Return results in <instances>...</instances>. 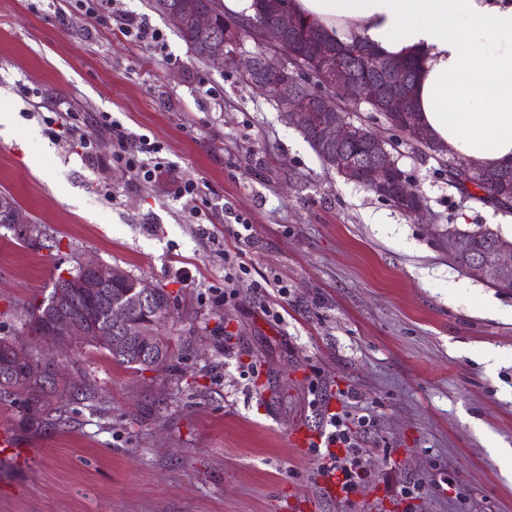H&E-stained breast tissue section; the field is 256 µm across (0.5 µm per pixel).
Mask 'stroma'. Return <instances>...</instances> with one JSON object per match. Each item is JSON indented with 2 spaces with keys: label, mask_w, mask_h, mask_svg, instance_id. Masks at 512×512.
<instances>
[{
  "label": "stroma",
  "mask_w": 512,
  "mask_h": 512,
  "mask_svg": "<svg viewBox=\"0 0 512 512\" xmlns=\"http://www.w3.org/2000/svg\"><path fill=\"white\" fill-rule=\"evenodd\" d=\"M161 26L159 51L125 16ZM0 336L77 260L163 284L172 358L142 374L90 343L32 344L88 394L0 462V512H512V291L448 259L451 224L512 237V210L450 187L444 158L396 150L417 222L335 173L237 74L197 61L147 0H0ZM74 112V130L47 117ZM155 145L136 177L115 143ZM41 156L32 166L30 156ZM194 181V194L179 192ZM248 242L224 232L231 214ZM242 252L245 272L225 253ZM233 296H224V276ZM364 416L368 479L321 488L292 428ZM413 485V498L402 487ZM112 160L117 164H121L131 171H135L142 175L144 178H151L156 175L159 165H155L153 168L145 165L138 159V156L131 152L126 144L124 137H120L117 142L116 148L112 153Z\"/></svg>",
  "instance_id": "obj_1"
}]
</instances>
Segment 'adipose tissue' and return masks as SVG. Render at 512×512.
Segmentation results:
<instances>
[{
	"label": "adipose tissue",
	"instance_id": "ef3b65f1",
	"mask_svg": "<svg viewBox=\"0 0 512 512\" xmlns=\"http://www.w3.org/2000/svg\"><path fill=\"white\" fill-rule=\"evenodd\" d=\"M342 42L419 61L413 103L448 153L512 163V0H295Z\"/></svg>",
	"mask_w": 512,
	"mask_h": 512
}]
</instances>
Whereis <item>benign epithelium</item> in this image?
<instances>
[{
    "label": "benign epithelium",
    "mask_w": 512,
    "mask_h": 512,
    "mask_svg": "<svg viewBox=\"0 0 512 512\" xmlns=\"http://www.w3.org/2000/svg\"><path fill=\"white\" fill-rule=\"evenodd\" d=\"M262 8L268 22L260 29V41L265 46L285 52L286 57L278 56L271 61L264 55L246 51V29L230 25L224 28V38L212 42L207 61L223 68L231 64L247 75L255 74L265 65L275 66L278 78L270 82L257 80L251 86L268 97L283 112L289 124L314 130L326 144L347 143L354 135L365 137L370 160L365 164L350 165L338 158L336 167L340 174L348 181L377 193L382 199L397 200L408 208L411 217L422 218L426 211L424 200L407 174H395L397 162L387 148L388 140L374 129L366 126L357 128L341 117L325 121L313 108L312 102L319 96L313 93V87L305 80L308 72H300L288 65L289 60L298 56L293 48V37L301 27V20L288 9L287 0H263ZM157 9L165 21L175 27L207 32L216 22L214 11L200 9L189 0L176 7L170 6V0H157ZM308 50L315 59L322 61L343 54L342 49L334 50L318 37L310 41ZM382 65L389 76L386 85L358 81L339 66L325 68L318 72V76L321 86L336 89L347 99L374 105L396 118L412 109L400 87L404 65L393 60H384ZM466 273L489 282L496 281L512 273V254L499 252L492 259L476 260L467 267ZM123 276L125 273L121 270L96 260L79 262L76 272L64 275L65 287L58 290L50 303L37 313L42 322L41 338L61 344L66 339L83 341L104 337L111 346H130L138 357L149 356L159 361L152 353L155 344L152 328L156 327V316L172 317L174 305L157 306L156 286L144 279L132 281V289L119 304L106 305L105 296L107 288L112 286V279ZM131 313L142 315L146 323L132 324L128 321ZM32 358L38 360L37 368L26 376L23 383L49 389L41 400L52 404L56 401L57 390L68 382L62 365L51 354L37 355L28 351L15 337L0 338V390L13 391L14 368Z\"/></svg>",
    "instance_id": "obj_1"
}]
</instances>
